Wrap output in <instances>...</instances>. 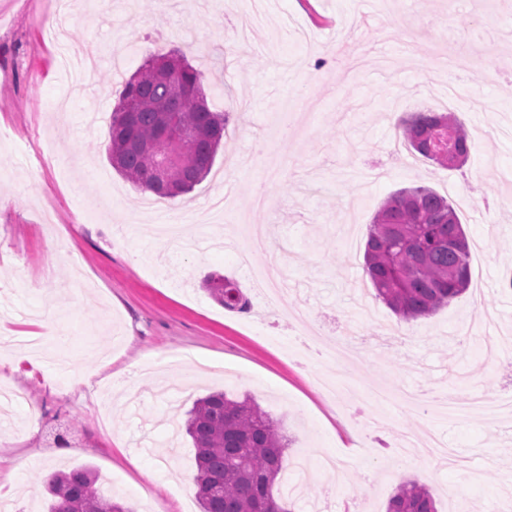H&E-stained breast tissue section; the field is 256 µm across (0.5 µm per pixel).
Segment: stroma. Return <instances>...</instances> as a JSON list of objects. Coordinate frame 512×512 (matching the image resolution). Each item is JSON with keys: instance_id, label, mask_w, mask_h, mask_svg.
Masks as SVG:
<instances>
[{"instance_id": "obj_1", "label": "stroma", "mask_w": 512, "mask_h": 512, "mask_svg": "<svg viewBox=\"0 0 512 512\" xmlns=\"http://www.w3.org/2000/svg\"><path fill=\"white\" fill-rule=\"evenodd\" d=\"M266 19L248 34L251 0H69L70 39L94 47L95 76L75 88L46 22L48 0H0V331L39 336L70 358L0 360V383L22 394L0 446L18 465L16 512H47L45 479L58 467H91L101 492L135 512H200L192 442L173 435L195 399L215 391L252 397L282 420L292 445L287 470L305 462L294 512H386L403 481L432 492L437 512H500L512 506V419L440 416L403 394L456 400L512 394V361L494 363L480 339L457 349L459 327L512 333V0H262ZM344 49L345 63L317 55ZM176 51L202 74L211 111L226 113L208 176L172 200L202 214L225 194L243 223L266 224L272 244L254 265L280 262L289 304L308 325L260 298L222 239L196 225L182 256L152 232L165 207L107 159L108 125L125 80L156 53ZM477 63L448 96L435 55ZM449 112L467 129L466 162L448 168L393 160L392 115ZM426 186L448 198L467 235L471 284L427 318L404 322L376 299L364 272L379 204ZM268 200L253 207L254 188ZM236 280L251 309H224L208 275ZM351 340L356 353L316 364L349 383L324 403L301 353L306 335ZM360 424L357 437L342 431ZM69 445L58 448L56 435ZM447 442L465 469L424 455L403 458V435ZM333 455L334 473L319 466ZM481 472L472 482L469 471Z\"/></svg>"}]
</instances>
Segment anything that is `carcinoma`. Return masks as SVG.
I'll return each instance as SVG.
<instances>
[{
    "label": "carcinoma",
    "mask_w": 512,
    "mask_h": 512,
    "mask_svg": "<svg viewBox=\"0 0 512 512\" xmlns=\"http://www.w3.org/2000/svg\"><path fill=\"white\" fill-rule=\"evenodd\" d=\"M177 79L197 97L176 106L180 124L187 130L207 131L200 140H181L168 149L193 164L172 166L166 187L153 182L146 149L159 137L170 85L159 78L154 60L124 85L122 97L111 113L108 157L132 184L161 198L190 192L211 169L224 138V114L209 109L200 86V73L178 53L169 52ZM448 128V138L461 160L470 150L465 128L449 113L416 112L403 121L402 138L421 157L440 162L422 134ZM469 247L456 210L445 197L426 187L402 189L388 196L377 209L365 248V271L376 292L405 321L426 318L449 305L468 288L471 278ZM231 287L219 291L213 282ZM206 287L229 311L249 309V299L238 283L213 277ZM185 432L195 449L196 494L201 512H291L274 496L283 479L288 438L282 426L249 398L236 399L224 392L195 401L185 421ZM52 497L49 512H133L130 507L103 496L97 476L88 467L59 471L48 480ZM386 512H437L429 489L414 480L401 483L388 500Z\"/></svg>",
    "instance_id": "1"
}]
</instances>
